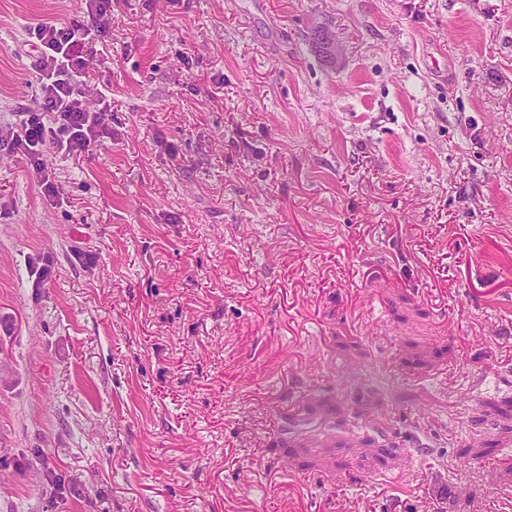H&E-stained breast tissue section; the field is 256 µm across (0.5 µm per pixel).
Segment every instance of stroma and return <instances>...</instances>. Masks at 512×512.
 <instances>
[{"label":"stroma","mask_w":512,"mask_h":512,"mask_svg":"<svg viewBox=\"0 0 512 512\" xmlns=\"http://www.w3.org/2000/svg\"><path fill=\"white\" fill-rule=\"evenodd\" d=\"M0 0L104 134L0 149V512H512V0Z\"/></svg>","instance_id":"obj_1"}]
</instances>
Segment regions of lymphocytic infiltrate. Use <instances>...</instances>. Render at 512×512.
<instances>
[{"instance_id":"f902f5d3","label":"lymphocytic infiltrate","mask_w":512,"mask_h":512,"mask_svg":"<svg viewBox=\"0 0 512 512\" xmlns=\"http://www.w3.org/2000/svg\"><path fill=\"white\" fill-rule=\"evenodd\" d=\"M78 27H60L50 21L32 28L31 64L42 92L40 112L23 120L13 131V152L26 156L36 174H44L43 155L53 150L67 154L83 153L103 133L107 105L90 110L80 99L73 81L83 67L72 47Z\"/></svg>"}]
</instances>
